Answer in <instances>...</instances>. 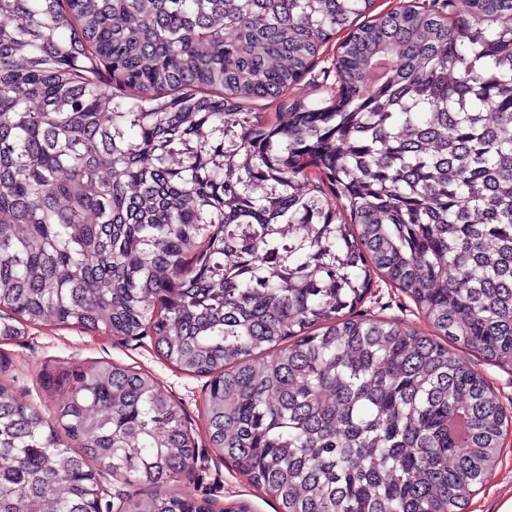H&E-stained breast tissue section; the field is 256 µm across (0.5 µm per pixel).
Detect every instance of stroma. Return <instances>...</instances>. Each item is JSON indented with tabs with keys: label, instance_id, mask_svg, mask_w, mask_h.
<instances>
[{
	"label": "stroma",
	"instance_id": "1",
	"mask_svg": "<svg viewBox=\"0 0 512 512\" xmlns=\"http://www.w3.org/2000/svg\"><path fill=\"white\" fill-rule=\"evenodd\" d=\"M337 46V41L333 40L321 49L313 70L289 90L290 101L312 104L335 95L336 80L331 68ZM361 310L366 317L393 321L426 336L434 333L411 299L386 284L373 289ZM0 357L8 361L7 366L0 369V382L9 385L19 400L47 416L53 414L54 403L39 379L44 365L62 363L77 370L97 362L112 361L152 374L163 392L183 404L189 429L203 451L193 467L175 483V490L214 499L222 507L244 501L249 503L252 512H277L276 501L250 484L225 460L222 452L211 448L204 407L207 378L189 374L166 362L150 339L120 342L98 332L47 320L28 328L20 341L0 345ZM510 499L512 430L504 438L494 475L471 499L466 512H499L503 503Z\"/></svg>",
	"mask_w": 512,
	"mask_h": 512
}]
</instances>
